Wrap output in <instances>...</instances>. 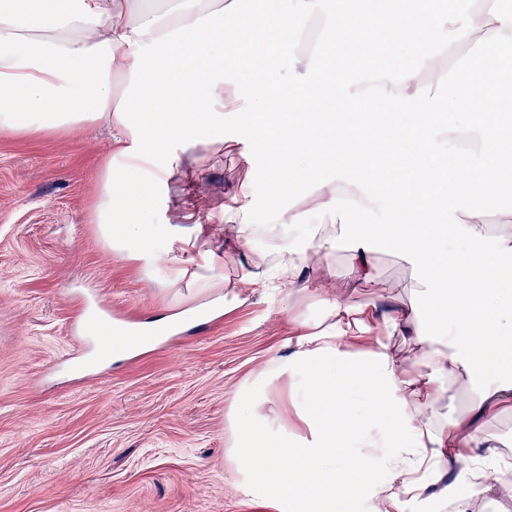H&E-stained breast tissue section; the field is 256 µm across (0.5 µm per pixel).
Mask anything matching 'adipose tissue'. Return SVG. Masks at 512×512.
<instances>
[{
  "instance_id": "adipose-tissue-1",
  "label": "adipose tissue",
  "mask_w": 512,
  "mask_h": 512,
  "mask_svg": "<svg viewBox=\"0 0 512 512\" xmlns=\"http://www.w3.org/2000/svg\"><path fill=\"white\" fill-rule=\"evenodd\" d=\"M0 0V130L54 134L107 125L114 150L99 174L91 213L108 245L130 250L161 233L151 223L156 183L174 159L144 143L146 134L180 140L185 149L224 145V114L242 97L262 106L240 139L249 166L280 164L305 173L319 192L313 211L328 216L308 227L303 243L281 242L295 224L294 207L260 209L256 182H242L223 221L237 248L256 238L269 251L242 265L240 281L278 291L310 277L327 302L322 321L294 337L289 357H272L266 380L288 377L292 407L306 435L287 424L270 428L257 397L232 407L235 470L264 498L291 512H403L405 499L447 496L448 474L474 476L469 498L512 493V462H487L482 448L494 434L479 428L489 411L512 410V293L489 279L512 278V203L489 209L512 177V114L504 91L512 86V12L498 0H474L459 13L439 0H392L380 21L363 0ZM318 19L323 40L315 51L285 54L286 21ZM420 31L429 42L420 62L395 70L375 67L321 71L345 38L347 57L384 31ZM480 47L461 68L453 51ZM306 72L289 111L270 75L279 58ZM236 79L224 82L225 64ZM447 87L445 100L424 89ZM462 142L455 157L422 150L424 140ZM483 155L473 167V154ZM396 200L390 223L372 224L380 204ZM139 223H128L127 210ZM349 240L348 274L372 275L374 241H384L411 271L404 295L363 305L334 289L332 266L309 271L308 248L331 256ZM485 240L474 253L458 243ZM449 313L431 315L440 296ZM408 337L403 353L391 346ZM478 390L466 415L448 419L440 404L449 382Z\"/></svg>"
}]
</instances>
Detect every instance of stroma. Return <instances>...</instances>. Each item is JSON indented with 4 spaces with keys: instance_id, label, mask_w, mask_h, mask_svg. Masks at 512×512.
I'll use <instances>...</instances> for the list:
<instances>
[{
    "instance_id": "stroma-1",
    "label": "stroma",
    "mask_w": 512,
    "mask_h": 512,
    "mask_svg": "<svg viewBox=\"0 0 512 512\" xmlns=\"http://www.w3.org/2000/svg\"><path fill=\"white\" fill-rule=\"evenodd\" d=\"M224 119L223 149L184 151L158 187L153 223L166 226L138 255L108 248L90 211L111 148L107 127L46 135L0 132V512H268L231 465L230 406L272 356H289L298 321L324 316L311 289L285 295L241 285L243 250L225 256L221 217L250 178L237 139L247 112ZM312 185L296 175L270 210L293 205L301 223ZM373 281L351 285L344 247L331 259L337 287L364 304L405 284L410 272L376 242ZM194 256L213 286L181 273ZM155 329L139 352L102 357L74 323L89 293ZM270 427L305 425L290 387L268 388Z\"/></svg>"
}]
</instances>
